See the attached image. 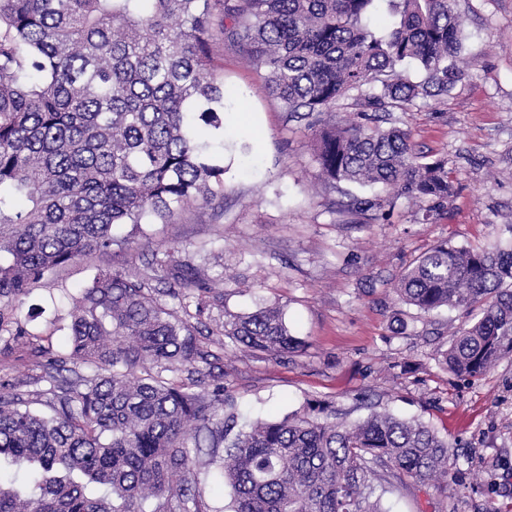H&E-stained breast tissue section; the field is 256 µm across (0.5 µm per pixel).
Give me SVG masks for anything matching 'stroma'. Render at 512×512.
Returning a JSON list of instances; mask_svg holds the SVG:
<instances>
[{
    "mask_svg": "<svg viewBox=\"0 0 512 512\" xmlns=\"http://www.w3.org/2000/svg\"><path fill=\"white\" fill-rule=\"evenodd\" d=\"M455 10L462 78L443 99L417 101L400 118L417 154L448 161L454 193L439 215L424 219L423 202L385 190L387 221L352 211L344 188L320 175L314 128L286 121L262 70L224 45V81L245 98L225 125L223 218L190 207L172 223L150 225L151 247L78 259L46 275L20 303L24 312L43 310L24 321L30 336L61 346L69 296L96 267L140 268L153 251L180 249L224 284L223 307L205 310L199 327L220 352L224 386L241 414L270 419L326 399L349 425L373 411L419 418L454 448L448 482H394L382 496L387 512H512V355L482 377L457 378L437 356L470 316L421 315L393 291L440 242L512 243V0H455ZM270 305L284 310L301 352L256 356L211 336L225 314ZM44 361L27 339L0 343V384L41 412Z\"/></svg>",
    "mask_w": 512,
    "mask_h": 512,
    "instance_id": "1",
    "label": "stroma"
}]
</instances>
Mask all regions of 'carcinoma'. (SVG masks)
I'll return each mask as SVG.
<instances>
[{
	"label": "carcinoma",
	"mask_w": 512,
	"mask_h": 512,
	"mask_svg": "<svg viewBox=\"0 0 512 512\" xmlns=\"http://www.w3.org/2000/svg\"><path fill=\"white\" fill-rule=\"evenodd\" d=\"M0 0V341L24 336L15 302L76 259L108 255L114 227L167 224L195 205L224 215V128L240 92L214 64L217 41L265 72L283 111L317 127L325 181L448 202V162L419 161L392 112L439 99L463 76L452 0ZM416 62L420 79L401 74ZM351 92L357 119L322 115ZM151 272L107 269L71 296L66 338L35 337L52 369L43 415L0 391V512H386L373 482L448 481V440L418 419L373 412L354 425L316 400L281 419L239 421L194 316L224 306L190 259L153 253ZM173 286L153 285L158 270ZM423 314L473 322L439 364L484 376L512 354V246L439 244L394 284ZM195 300L190 312L187 300ZM215 331L254 353L301 347L276 307ZM83 367L65 377L68 363Z\"/></svg>",
	"instance_id": "cac0c4a2"
}]
</instances>
